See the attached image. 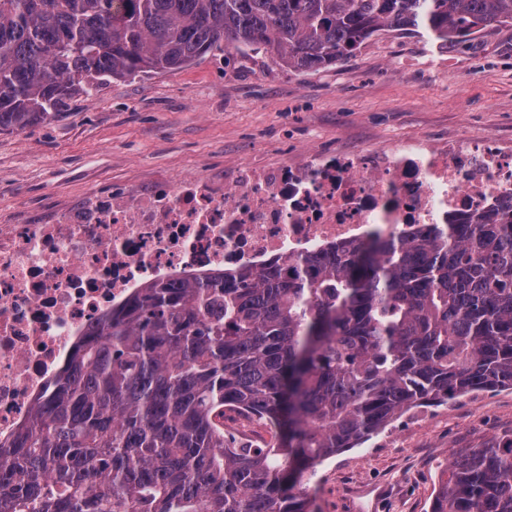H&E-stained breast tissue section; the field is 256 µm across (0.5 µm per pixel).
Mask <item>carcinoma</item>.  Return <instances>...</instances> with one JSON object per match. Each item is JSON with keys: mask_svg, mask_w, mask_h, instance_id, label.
Listing matches in <instances>:
<instances>
[{"mask_svg": "<svg viewBox=\"0 0 512 512\" xmlns=\"http://www.w3.org/2000/svg\"><path fill=\"white\" fill-rule=\"evenodd\" d=\"M512 0H0V131L220 45L288 68L379 31L445 43ZM512 389V205L414 241L374 232L210 283L157 281L80 346L0 445V512H310L304 474L415 408ZM236 406L272 431L229 448ZM431 512H512V437L456 455Z\"/></svg>", "mask_w": 512, "mask_h": 512, "instance_id": "1", "label": "carcinoma"}]
</instances>
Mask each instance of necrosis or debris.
Segmentation results:
<instances>
[{"instance_id":"obj_1","label":"necrosis or debris","mask_w":512,"mask_h":512,"mask_svg":"<svg viewBox=\"0 0 512 512\" xmlns=\"http://www.w3.org/2000/svg\"><path fill=\"white\" fill-rule=\"evenodd\" d=\"M512 200V146L468 136L339 150L308 165L242 162L0 224V444L27 424L103 317L149 282L297 259L370 232L412 238Z\"/></svg>"}]
</instances>
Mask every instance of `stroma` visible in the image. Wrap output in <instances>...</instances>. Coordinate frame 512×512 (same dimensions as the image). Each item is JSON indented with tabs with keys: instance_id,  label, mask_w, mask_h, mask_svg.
I'll return each mask as SVG.
<instances>
[{
	"instance_id": "obj_1",
	"label": "stroma",
	"mask_w": 512,
	"mask_h": 512,
	"mask_svg": "<svg viewBox=\"0 0 512 512\" xmlns=\"http://www.w3.org/2000/svg\"><path fill=\"white\" fill-rule=\"evenodd\" d=\"M471 135L512 144V24L453 46L382 32L319 71L216 48L189 68L111 81L52 121L1 132L0 217L240 162ZM510 436L512 390L466 395L403 414L305 473L299 490L311 512H431L454 454Z\"/></svg>"
}]
</instances>
